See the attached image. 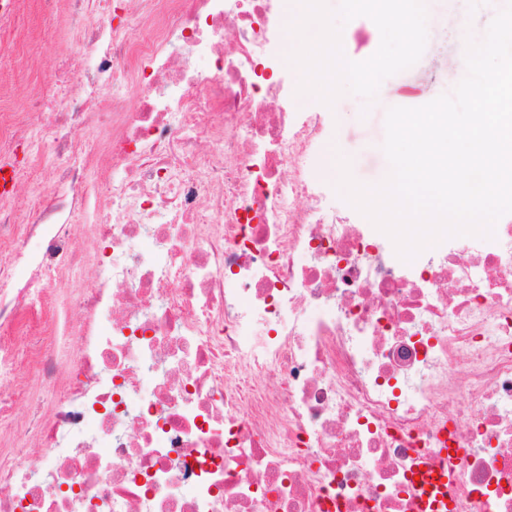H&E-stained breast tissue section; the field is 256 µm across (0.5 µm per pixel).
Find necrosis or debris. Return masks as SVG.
I'll return each instance as SVG.
<instances>
[{"label":"necrosis or debris","mask_w":512,"mask_h":512,"mask_svg":"<svg viewBox=\"0 0 512 512\" xmlns=\"http://www.w3.org/2000/svg\"><path fill=\"white\" fill-rule=\"evenodd\" d=\"M67 3L76 91L0 113L54 159L32 220L0 196V372L62 389L0 512H512V224L404 262L325 205L289 0Z\"/></svg>","instance_id":"4bbe7bcc"}]
</instances>
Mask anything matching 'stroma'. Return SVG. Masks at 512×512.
I'll list each match as a JSON object with an SVG mask.
<instances>
[{"label": "stroma", "instance_id": "obj_1", "mask_svg": "<svg viewBox=\"0 0 512 512\" xmlns=\"http://www.w3.org/2000/svg\"><path fill=\"white\" fill-rule=\"evenodd\" d=\"M505 0H430L427 44L412 67L383 81L377 99L365 104L354 95L340 96L325 106L316 96L299 95L294 111L327 114V133L314 159L317 173L327 181L325 194L330 205L344 208L338 196L336 178L328 169V157L337 152L350 161L353 178L375 184L388 167L381 149L385 138V114L392 106L418 107L451 92L459 82L456 63L458 47L469 37L484 36L495 7ZM345 56L362 61L373 55L381 36L375 23L360 16L347 22ZM87 57L90 46L75 41L69 30L65 4H58L51 16H43L38 0H23V11L14 25L0 31V107L9 112L27 111L25 90L40 66L55 65L60 52Z\"/></svg>", "mask_w": 512, "mask_h": 512}]
</instances>
